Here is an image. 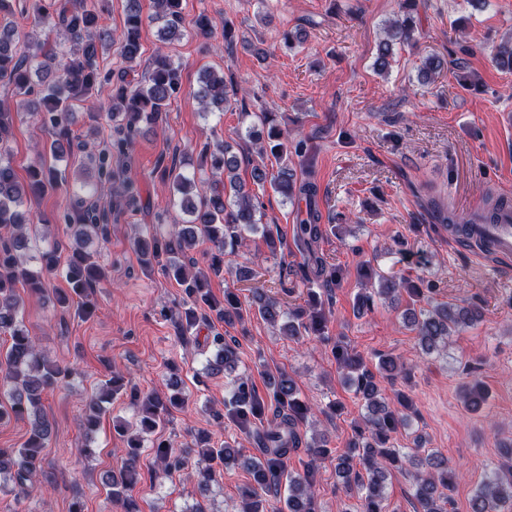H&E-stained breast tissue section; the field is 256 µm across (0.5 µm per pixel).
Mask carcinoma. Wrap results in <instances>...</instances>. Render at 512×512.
<instances>
[{"mask_svg":"<svg viewBox=\"0 0 512 512\" xmlns=\"http://www.w3.org/2000/svg\"><path fill=\"white\" fill-rule=\"evenodd\" d=\"M16 0H0V82L13 88L23 98L28 111L51 124L49 153L65 155L72 151L74 141L71 125L74 107L86 102L94 93L100 76L99 50L119 45L120 54L128 63L141 57L140 30L144 21L142 0H125V22L119 35L99 24L102 5L96 0H36L32 10L38 24L48 26L60 39L59 47L46 46L34 34L22 32L10 22ZM420 0H400L401 15L384 30L377 47L374 68L382 73L391 67L395 48L417 43V14ZM151 19L160 23V40L170 42L183 36V0H151ZM497 66L512 72V41L498 46ZM446 61L437 54L423 58L419 68L422 82L430 83L439 76ZM180 87V72L175 63L163 55L149 63L142 83L131 87L124 80L112 88V120L117 122L120 138L114 142L118 150L129 145L133 135L144 125L157 122L160 113L168 110ZM238 88L213 70L202 71L197 98L203 112H222L237 102ZM251 119L244 138L275 156L277 169L270 172L264 164L252 167L253 184L273 191L296 208L294 244L305 256L298 273L306 285V305L287 307L277 295L262 288L252 290L253 304L267 324L292 339L314 336L323 342L322 335L329 299L323 287L340 284L336 267L327 264L315 249L326 235L336 232V226L322 224L318 208L319 188L315 181L297 178L288 154V134L276 123L271 112H244ZM13 113L0 102V334L9 337L7 349L0 353V421L24 420L28 423V438L19 448H0V492L17 498L29 495L43 473L42 449L52 434V423L44 411V396L57 388L72 384L73 372L53 360L40 348L24 323V300L17 288L31 292H47V282L54 275L62 276L70 285L69 291H52L57 305L63 309L80 305L83 315L93 310V297L107 280V273L98 260L93 245L108 242L110 214L92 210L88 201L95 194L89 188L82 194H73V215L68 217L67 245L53 241L40 251L39 264L33 268L23 252L29 249L28 226L43 216L31 215L28 201L56 190L67 181L66 170L38 160L27 170V177H17L10 158L9 133ZM81 149L86 144L75 145ZM238 157L230 152V145L217 143L205 147L199 170L187 174L177 162H172L167 177L172 184L175 203L190 219L174 224L168 230L156 225L148 237L136 240V248L143 266L160 267L172 277L182 290V310L174 320L180 336L195 330L208 321L209 314L198 313L204 305L216 318L227 325L244 320L242 302L232 289L224 290V300L218 301L210 290V275L224 270V255L238 251L246 234L261 233L269 252L284 253L288 245L264 229L262 216L253 203L252 191L239 174ZM512 208V201L497 198L481 211L461 218V229L471 224H494L500 211ZM206 240L211 250L206 254L207 267L196 266L190 257L199 244ZM68 251L65 266L59 265L60 249ZM368 281L378 280L379 287L363 288L355 296L354 310L362 313L370 307L373 296L388 300L401 311L406 326L415 332L419 348L425 355L448 354L452 336L481 322L482 307L437 301L431 297L432 285L423 288L414 281L395 275H385L372 268L361 269ZM213 357L207 360L206 371L218 375L236 362L235 347L216 332L212 336ZM332 352L342 378L356 396L363 401L365 415L362 423L354 426V434L345 448L336 455V474L342 478L346 495L361 499L362 512H386V479L393 469L404 464L425 467L412 474V512H454L452 492L458 474L447 460L432 450L426 457H418L422 437L416 438L417 447L397 448L393 434L410 425L416 413L415 402L406 392L394 393L389 402L377 381L382 375L390 384L399 379H412L413 365L389 354L377 355L375 368H370L361 355L343 336L336 337ZM270 394L259 395L246 377L233 379L232 389L224 406L210 409L212 423L222 428L232 427L252 437L260 446V456H245L242 449L229 442L216 445L207 432L198 433L194 442L176 449L166 441L156 443V456L164 473L190 471L200 490L206 491L226 467L244 466L250 482L242 492L235 512H319L315 498L316 463L331 455L328 440L315 435L301 437L299 426L308 422L312 408L299 398L295 378L278 371L269 377ZM176 392L164 396L141 393L127 385L124 379L110 374L86 405L79 427L84 434L96 429L105 404L118 394L129 397L139 407L140 434H131L124 424L115 425L120 441L122 467L103 479L111 499L118 501L123 512H139L131 494V484L140 467L143 436L154 434L164 426L171 411L186 404L185 393L178 378L170 379ZM459 398L473 412L487 404L488 393L471 369V379L459 388ZM275 406L276 415L268 419L266 411ZM301 451L307 457L303 471L288 467L289 458ZM506 504L512 506V473H504L491 465L477 486L469 502L470 512H502Z\"/></svg>","mask_w":512,"mask_h":512,"instance_id":"cac0c4a2","label":"carcinoma"}]
</instances>
